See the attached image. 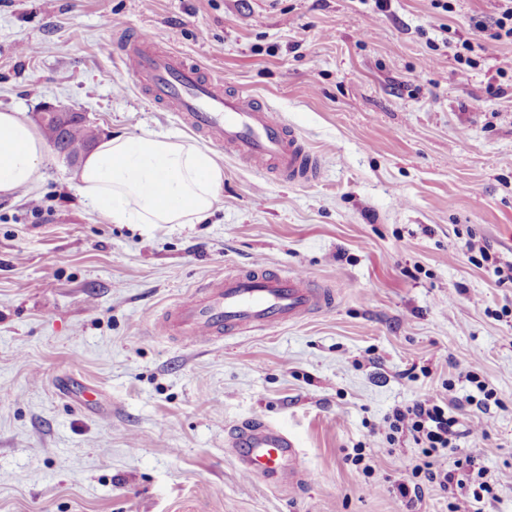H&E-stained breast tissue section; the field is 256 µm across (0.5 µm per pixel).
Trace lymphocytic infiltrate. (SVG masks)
I'll return each mask as SVG.
<instances>
[{
	"label": "lymphocytic infiltrate",
	"mask_w": 512,
	"mask_h": 512,
	"mask_svg": "<svg viewBox=\"0 0 512 512\" xmlns=\"http://www.w3.org/2000/svg\"><path fill=\"white\" fill-rule=\"evenodd\" d=\"M478 396H467L452 403H440L422 395L409 405L388 415L389 439L410 436L421 448L423 461L416 465L408 480L399 482L396 490L408 507L422 499L427 487L447 492L448 512H470L472 502L497 500L494 484L484 470L476 469L472 458L450 460L458 441L472 432L470 422L474 413H489L493 391L478 384Z\"/></svg>",
	"instance_id": "f902f5d3"
}]
</instances>
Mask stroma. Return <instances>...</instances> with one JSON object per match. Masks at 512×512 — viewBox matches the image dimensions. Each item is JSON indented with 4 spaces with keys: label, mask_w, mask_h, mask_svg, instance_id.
Returning <instances> with one entry per match:
<instances>
[{
    "label": "stroma",
    "mask_w": 512,
    "mask_h": 512,
    "mask_svg": "<svg viewBox=\"0 0 512 512\" xmlns=\"http://www.w3.org/2000/svg\"><path fill=\"white\" fill-rule=\"evenodd\" d=\"M0 0V110L48 103L105 135L203 145L151 103L114 56L122 29L259 95L324 158L319 181L224 170L205 224H112L76 169L48 151L28 193L0 197V512H448L395 486L420 450L384 419L427 394L502 401L457 453L487 469L512 512V42L497 0ZM482 44L463 68L448 33ZM39 201L32 210L30 201ZM262 260L329 285L315 316L204 346L154 320L210 276ZM288 429L315 482L247 480L225 440ZM375 449L370 475L347 459ZM501 2L499 6V13L493 22L494 32L490 34L491 38L496 40L506 39L512 40V1L511 0H497Z\"/></svg>",
    "instance_id": "stroma-1"
}]
</instances>
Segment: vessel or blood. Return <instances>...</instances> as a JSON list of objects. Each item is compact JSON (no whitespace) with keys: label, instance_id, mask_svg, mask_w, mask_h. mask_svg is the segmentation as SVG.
<instances>
[{"label":"vessel or blood","instance_id":"obj_1","mask_svg":"<svg viewBox=\"0 0 512 512\" xmlns=\"http://www.w3.org/2000/svg\"><path fill=\"white\" fill-rule=\"evenodd\" d=\"M113 47L136 88L152 103L178 113L213 148L287 184H309L320 177V156L264 99L225 89L221 77L177 55L157 34L121 33ZM334 302L331 289L305 274L256 262L210 278L170 307L158 325L168 335L209 345L233 333L299 321ZM231 445L247 477L292 487L311 479L297 468L298 446L282 428L262 423L243 429Z\"/></svg>","mask_w":512,"mask_h":512}]
</instances>
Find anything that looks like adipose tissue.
I'll return each mask as SVG.
<instances>
[{
    "mask_svg": "<svg viewBox=\"0 0 512 512\" xmlns=\"http://www.w3.org/2000/svg\"><path fill=\"white\" fill-rule=\"evenodd\" d=\"M45 153L20 110H0V196L31 187ZM77 179L89 210L112 223L202 224L214 212L224 171L196 144L147 132L102 137Z\"/></svg>",
    "mask_w": 512,
    "mask_h": 512,
    "instance_id": "adipose-tissue-1",
    "label": "adipose tissue"
}]
</instances>
